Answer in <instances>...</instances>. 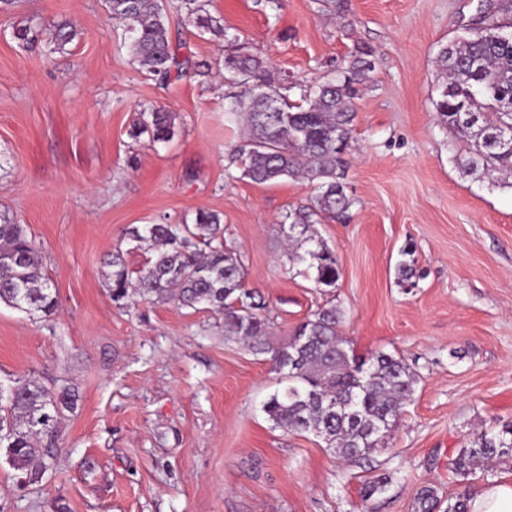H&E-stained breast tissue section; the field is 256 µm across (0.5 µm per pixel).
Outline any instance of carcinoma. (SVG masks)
<instances>
[{"label": "carcinoma", "mask_w": 512, "mask_h": 512, "mask_svg": "<svg viewBox=\"0 0 512 512\" xmlns=\"http://www.w3.org/2000/svg\"><path fill=\"white\" fill-rule=\"evenodd\" d=\"M192 5L189 15L197 27L214 28L205 5ZM112 19L123 24L133 60L145 74L168 82L183 75L169 39V24L158 0H109ZM512 13V0L487 4L467 35L441 49L437 67L443 78L434 108L439 123L466 138L468 158L464 171L494 183L512 177V152L496 145V136L512 128V42L501 43V29L512 24L498 13ZM76 36L68 24L58 25L51 51L64 53ZM373 50L358 46L349 54L342 73L317 85L300 84L299 99L290 102L272 88L261 59L224 55V80L231 85L252 84L248 100H232L225 108L244 120L249 136L225 157L226 169L238 170L254 183H276L302 176L315 184L310 204L288 212L289 265L317 259V285L334 288L340 278L336 257L311 233L318 219L346 213L354 199L344 189V158L352 137L357 86L369 81L367 58ZM171 112H141L135 134L155 141L174 136ZM130 238L145 242L151 256L131 279L122 256L112 255L106 279L118 306L141 300L174 302L212 310L224 320V339L242 341L258 353L270 355L285 382L262 410L286 432L320 438L331 454L353 461L381 447L401 419L417 384L416 372L401 357L378 354L359 357L339 335L340 313L320 308L297 326L287 341L269 344L268 319L263 305L245 289L246 267L240 253L224 244V228L212 212L200 211L192 224H143ZM315 249L299 252L303 244ZM40 318L57 308L56 293L44 273V260L25 225L0 218V304ZM15 392L0 386V449L11 467L24 478L49 471L59 448V425L74 411L78 391L64 387L54 393L36 379L12 381ZM512 461V427L481 434L448 456V473L464 481L478 470ZM383 474L363 484L362 501L383 492L390 484ZM417 512H435L440 501L435 489L417 492Z\"/></svg>", "instance_id": "1"}]
</instances>
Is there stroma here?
I'll return each mask as SVG.
<instances>
[{"label": "stroma", "mask_w": 512, "mask_h": 512, "mask_svg": "<svg viewBox=\"0 0 512 512\" xmlns=\"http://www.w3.org/2000/svg\"><path fill=\"white\" fill-rule=\"evenodd\" d=\"M479 0H207L221 32L199 33L183 0H165L184 64L205 74L163 85L140 72L105 0H16L0 11V215L25 225L57 296L45 318L0 305V383L32 376L80 401L60 424L52 472L19 489L0 453V512H415L512 481V462L448 478V457L476 434L512 424V186L463 174L464 142L438 122L434 60L476 16ZM40 29L25 46L17 27ZM73 26L66 53L55 25ZM262 58L275 84L334 74L354 46L374 51L354 100L346 181L354 204L312 227L340 279L317 286L289 266L282 220L315 190L302 179L257 184L226 170L244 135L227 121L226 37ZM175 116L171 141L132 137L138 113ZM219 215L262 297L274 340L321 307L341 312L356 355L403 357L419 380L398 426L369 458L342 461L262 410L280 389L266 355L225 341L208 310L116 305L104 278L120 253L149 258L127 230ZM412 256H405L406 246ZM412 260L414 286L398 266ZM388 474L362 501L365 480Z\"/></svg>", "instance_id": "obj_1"}]
</instances>
